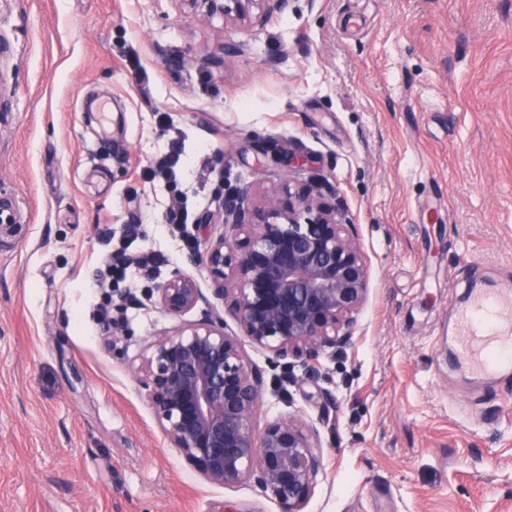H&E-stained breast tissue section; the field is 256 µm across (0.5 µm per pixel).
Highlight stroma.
<instances>
[{"instance_id":"obj_1","label":"stroma","mask_w":512,"mask_h":512,"mask_svg":"<svg viewBox=\"0 0 512 512\" xmlns=\"http://www.w3.org/2000/svg\"><path fill=\"white\" fill-rule=\"evenodd\" d=\"M0 82V512H283L255 479H204L148 406L153 342L208 312L261 379L256 430L317 431L304 512H512V374L444 350L474 277L512 274V0H290L246 24L0 0ZM175 139L171 187L145 170ZM283 147L292 178L339 189L370 266L361 336L313 371L244 338L165 221L186 200L204 241L225 196L287 182ZM120 248L165 262L114 285ZM177 270L204 299L170 316L152 290Z\"/></svg>"}]
</instances>
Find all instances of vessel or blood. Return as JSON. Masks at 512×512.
I'll use <instances>...</instances> for the list:
<instances>
[{
	"mask_svg": "<svg viewBox=\"0 0 512 512\" xmlns=\"http://www.w3.org/2000/svg\"><path fill=\"white\" fill-rule=\"evenodd\" d=\"M457 353L475 372L512 368V283L477 291L453 310Z\"/></svg>",
	"mask_w": 512,
	"mask_h": 512,
	"instance_id": "1",
	"label": "vessel or blood"
}]
</instances>
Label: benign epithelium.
Here are the masks:
<instances>
[{"label":"benign epithelium","instance_id":"1","mask_svg":"<svg viewBox=\"0 0 512 512\" xmlns=\"http://www.w3.org/2000/svg\"><path fill=\"white\" fill-rule=\"evenodd\" d=\"M181 2L204 18L250 21L287 0ZM219 224L224 232L204 240L197 261L254 346L315 369L354 343L369 269L343 201L330 205L310 186L289 183L257 198L244 191L224 203ZM152 295L168 315L203 299L196 279L180 271ZM139 372L170 447L199 474L224 486L254 477L284 512H303L321 470L316 431L290 415L256 432L260 380L224 333L223 317L158 337Z\"/></svg>","mask_w":512,"mask_h":512}]
</instances>
